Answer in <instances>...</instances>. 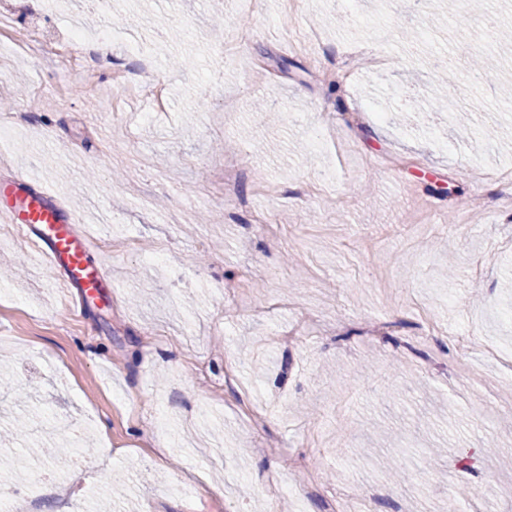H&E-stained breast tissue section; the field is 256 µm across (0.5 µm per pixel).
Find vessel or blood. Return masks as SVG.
<instances>
[{"label":"vessel or blood","instance_id":"vessel-or-blood-1","mask_svg":"<svg viewBox=\"0 0 512 512\" xmlns=\"http://www.w3.org/2000/svg\"><path fill=\"white\" fill-rule=\"evenodd\" d=\"M31 182V176L22 175L0 187V223L19 227L51 267L63 270L67 287L93 296L102 286L104 271L94 258L90 238L75 231V216L52 195L31 191Z\"/></svg>","mask_w":512,"mask_h":512}]
</instances>
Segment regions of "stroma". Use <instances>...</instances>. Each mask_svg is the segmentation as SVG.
Here are the masks:
<instances>
[{"label":"stroma","instance_id":"35a3bbf8","mask_svg":"<svg viewBox=\"0 0 512 512\" xmlns=\"http://www.w3.org/2000/svg\"><path fill=\"white\" fill-rule=\"evenodd\" d=\"M255 2L0 0L20 31L116 35L84 71L0 54V185L35 176L112 245L88 300L0 239V432L27 422L0 485L75 437L92 464L14 506L512 512V373L480 351L512 348V105L473 70L512 73V0ZM123 75L163 109L113 105Z\"/></svg>","mask_w":512,"mask_h":512}]
</instances>
